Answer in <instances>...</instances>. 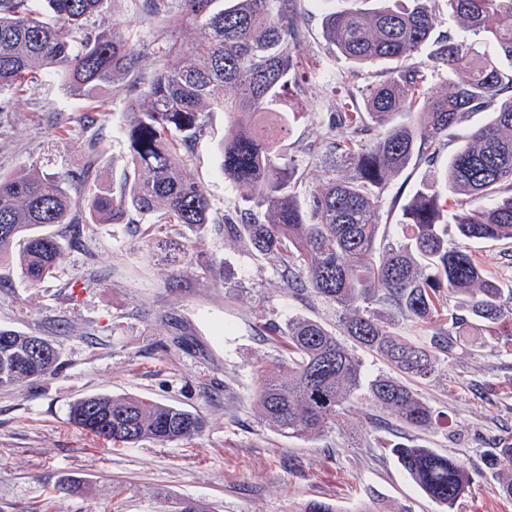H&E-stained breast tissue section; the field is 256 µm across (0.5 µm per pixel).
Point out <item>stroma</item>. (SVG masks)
Listing matches in <instances>:
<instances>
[{"instance_id": "1", "label": "stroma", "mask_w": 512, "mask_h": 512, "mask_svg": "<svg viewBox=\"0 0 512 512\" xmlns=\"http://www.w3.org/2000/svg\"><path fill=\"white\" fill-rule=\"evenodd\" d=\"M328 8L325 0H298L305 37L296 54L313 65L312 92L282 102L299 115L280 143L287 154L312 136L311 113L359 110L358 87L385 74L384 64L359 68L327 50ZM169 11L171 24L162 28L144 14L141 0H108L105 21L133 44L136 69L90 101L57 78L16 99L12 111L0 112V174L32 166L49 173L80 169L97 140L98 183L120 187L129 168L130 86L154 75L161 43L186 45L196 37L181 19L179 0H169ZM90 104L100 115L94 125L85 120ZM225 129L223 113H211L208 133L191 146L185 167L205 187L217 216L241 203L221 167ZM433 168L409 165L383 188L386 240L394 239L400 219L393 200L432 179ZM211 258L216 266L203 272ZM18 270L16 261L0 262V329L49 340L58 366L40 381L0 387V512H180L187 501L209 512H298L311 500L339 512H356L366 502L381 512L402 506L439 512L392 456L390 445L401 436L476 468L456 512H512V499L493 492L483 469L492 441L512 437L507 348L465 343L431 377L410 379L447 418L443 427L380 426L379 410L364 402L326 437L286 438L254 408L257 370L288 361L264 323L301 315L334 328L341 312L285 288L275 269L225 238L220 225L169 224L151 239L134 224H101L42 284L30 286ZM174 274L180 287L167 285ZM76 281L84 284L77 294ZM101 392L176 404L201 415L206 427L179 442L115 446L69 418L74 401Z\"/></svg>"}]
</instances>
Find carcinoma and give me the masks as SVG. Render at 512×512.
Segmentation results:
<instances>
[{
  "label": "carcinoma",
  "instance_id": "carcinoma-1",
  "mask_svg": "<svg viewBox=\"0 0 512 512\" xmlns=\"http://www.w3.org/2000/svg\"><path fill=\"white\" fill-rule=\"evenodd\" d=\"M0 0V93L31 88L40 78L61 79L69 91L91 97L131 72L138 61L132 44L102 22L78 41L74 33L105 14L106 0ZM215 0H180L182 20L198 31L195 42H167L166 58L128 107L125 134L130 171L117 192L89 182L94 161L79 173L36 168L0 175V261L17 255L20 274L36 286L64 262L60 238L41 228L64 226L68 244L79 243L98 224H137L146 235L164 224L193 227L216 222L224 236L262 257L284 285L306 291L341 309L342 336L319 320L295 317L266 323L288 350V372L258 371L255 397L261 421L283 437L318 439L336 427L359 401L388 413L399 424L429 430L440 414L399 378L365 376L357 349L367 350L411 377L438 370L435 352H453L458 337L476 329L512 349V283L488 270L471 242L512 240V0H444L462 27L495 52L448 32L433 37L429 0L403 8L350 6L324 16L332 51L356 65H392L384 79L361 89L362 111L314 115L319 136L300 152L314 159L327 147L321 189L299 192L301 164L285 157L261 119L275 117L286 138L296 116L279 111L283 96L304 94L310 65L294 55L300 38L296 0H231L218 12ZM146 11L166 24L168 0H144ZM430 50L431 65L415 61ZM448 73V91L428 87V69ZM229 119L221 147L224 180L243 190L248 207L210 219L204 186L184 174L190 144L208 132L207 116ZM487 113L432 182L421 183L402 206L403 238L379 240L380 191L412 161L437 163L441 147L468 114ZM89 184L82 219L71 215L65 184ZM469 298L460 311L448 297ZM388 311L383 319L379 309ZM401 318L430 328L417 343L396 330ZM0 386L51 374L57 352L17 373L28 358L30 336L0 329ZM70 420L114 444L143 439L172 443L200 435L205 420L183 408L132 396L97 394L75 402ZM401 468L443 512H454L473 483L461 460L421 445L394 443ZM495 478L494 493L512 499V437L484 453Z\"/></svg>",
  "mask_w": 512,
  "mask_h": 512
}]
</instances>
